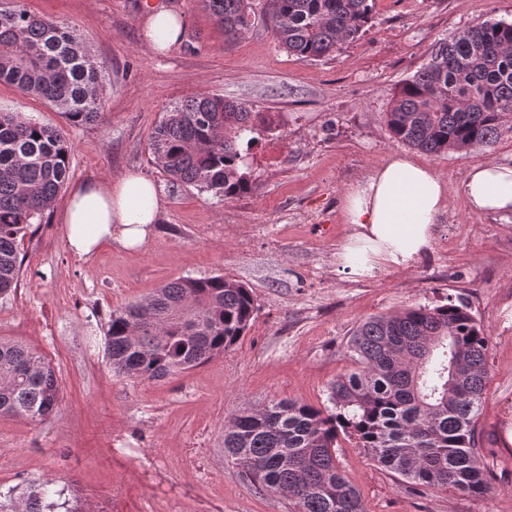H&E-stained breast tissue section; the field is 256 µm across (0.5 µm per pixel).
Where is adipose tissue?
I'll return each instance as SVG.
<instances>
[{"mask_svg":"<svg viewBox=\"0 0 512 512\" xmlns=\"http://www.w3.org/2000/svg\"><path fill=\"white\" fill-rule=\"evenodd\" d=\"M182 27L178 13L162 5L150 9L145 35L152 48L163 51L178 39ZM464 192L472 210L512 213V167L472 165ZM447 203L443 181L428 166L395 156L343 197L344 219L354 227L339 254L343 268L361 276L407 265L429 247L431 227ZM158 209L156 187L142 174L126 172L106 183H85L67 202L68 246L82 258L114 242L141 245Z\"/></svg>","mask_w":512,"mask_h":512,"instance_id":"ef3b65f1","label":"adipose tissue"}]
</instances>
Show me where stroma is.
Masks as SVG:
<instances>
[{"mask_svg": "<svg viewBox=\"0 0 512 512\" xmlns=\"http://www.w3.org/2000/svg\"><path fill=\"white\" fill-rule=\"evenodd\" d=\"M184 20L162 52L146 43L150 7ZM34 14L73 26L106 66L105 111L75 125L38 97L0 84V109L26 112L65 131L69 180L34 235L17 293L0 297V341H17L56 370L58 411L39 422L0 417V490L49 482L80 512H295L288 496L249 482L224 454V428L244 407L300 399L325 404L348 373L347 342L367 318L463 297L490 338L489 381L477 431L491 493H409L354 443L341 466L367 512H512V213H479L464 193L480 161L512 166V134L489 150L429 155L397 141L385 112L439 39L488 19L512 20V0H374L366 33L332 59L282 50L255 21L241 38L203 0H26ZM219 94L272 115L281 132L241 147L256 177L251 193L217 201L176 184L155 165L151 137L174 103ZM431 167L448 207L428 249L401 267L367 276L341 268L353 232L347 190L392 157ZM127 171L151 178L160 198L142 246L101 248L89 258L67 246L64 211L74 187ZM223 275L258 304L243 339L209 363L159 380L115 375L105 355L113 312L183 277Z\"/></svg>", "mask_w": 512, "mask_h": 512, "instance_id": "obj_1", "label": "stroma"}]
</instances>
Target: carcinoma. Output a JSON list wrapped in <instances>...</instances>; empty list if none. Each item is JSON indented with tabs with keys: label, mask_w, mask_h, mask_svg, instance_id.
<instances>
[{
	"label": "carcinoma",
	"mask_w": 512,
	"mask_h": 512,
	"mask_svg": "<svg viewBox=\"0 0 512 512\" xmlns=\"http://www.w3.org/2000/svg\"><path fill=\"white\" fill-rule=\"evenodd\" d=\"M234 41L250 29L251 0H203ZM262 19L288 54L334 57L371 20L370 0H266ZM104 67L74 31L28 11L0 8V83L46 100L73 123L103 114ZM387 126L431 155L492 148L512 133V21L490 19L438 40L393 96ZM261 112L220 95L196 94L164 112L151 138L154 160L173 183L224 201L248 193L253 175L238 142ZM66 134L19 110H0V297L20 284V243L43 221L69 177ZM256 300L222 275L183 277L112 313L105 353L118 375L155 380L204 365L235 346ZM490 339L462 300L374 316L347 343L355 368L336 379L328 404L272 401L245 407L225 427L224 453L297 512H366L339 466V438L355 443L408 490L424 486L484 496L491 472L476 444L488 381ZM60 383L32 349L0 342V416L43 421L56 413ZM60 491L31 485L0 500V512H76Z\"/></svg>",
	"instance_id": "obj_1"
}]
</instances>
